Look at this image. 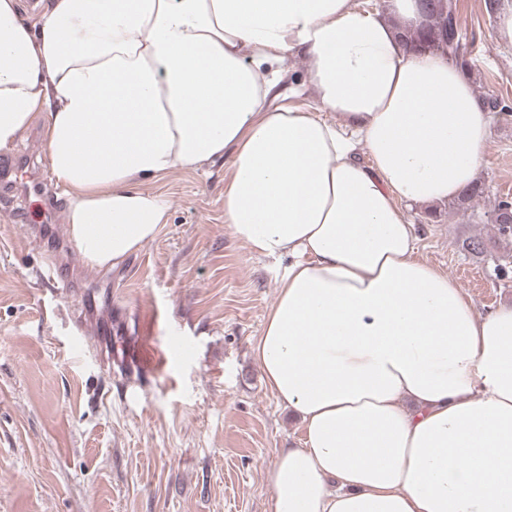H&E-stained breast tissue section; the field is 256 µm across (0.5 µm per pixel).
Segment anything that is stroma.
I'll list each match as a JSON object with an SVG mask.
<instances>
[{
    "instance_id": "obj_1",
    "label": "stroma",
    "mask_w": 512,
    "mask_h": 512,
    "mask_svg": "<svg viewBox=\"0 0 512 512\" xmlns=\"http://www.w3.org/2000/svg\"><path fill=\"white\" fill-rule=\"evenodd\" d=\"M479 96L512 106V46L484 0H459ZM225 160L146 183L170 203L160 235L116 268L88 266L66 223L42 236L0 208V512H270L265 469L298 445L300 419L267 389L251 352L287 260L236 241L224 224ZM473 215L440 205L410 218L416 256L448 274L477 314L512 304V244L488 216L512 195V116L498 120ZM483 238L475 257L462 243ZM70 261L67 294L41 279ZM168 351L164 372L94 361L139 344L141 321ZM111 328L97 332L98 324Z\"/></svg>"
}]
</instances>
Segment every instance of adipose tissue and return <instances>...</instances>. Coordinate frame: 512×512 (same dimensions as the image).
Returning a JSON list of instances; mask_svg holds the SVG:
<instances>
[{
	"instance_id": "1",
	"label": "adipose tissue",
	"mask_w": 512,
	"mask_h": 512,
	"mask_svg": "<svg viewBox=\"0 0 512 512\" xmlns=\"http://www.w3.org/2000/svg\"><path fill=\"white\" fill-rule=\"evenodd\" d=\"M21 13L0 0V155L42 123L90 265L160 234L169 201L142 181L218 158L234 239L288 258L252 344L304 429L265 470L271 512H512V306L477 316L408 217L478 183L498 116L447 55L404 45L418 0ZM299 57L306 87H283Z\"/></svg>"
}]
</instances>
